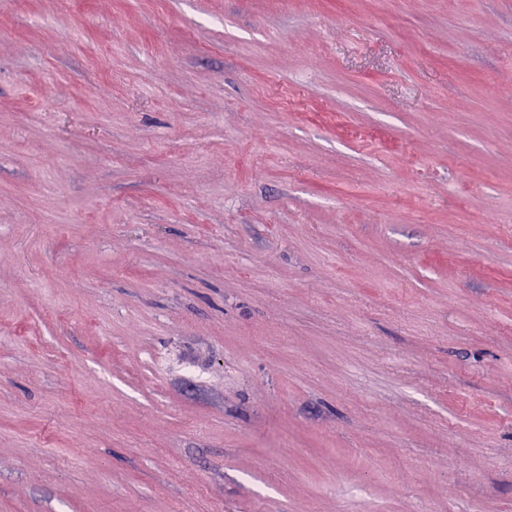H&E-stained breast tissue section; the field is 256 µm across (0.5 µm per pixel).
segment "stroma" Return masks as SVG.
<instances>
[{
	"instance_id": "obj_1",
	"label": "stroma",
	"mask_w": 512,
	"mask_h": 512,
	"mask_svg": "<svg viewBox=\"0 0 512 512\" xmlns=\"http://www.w3.org/2000/svg\"><path fill=\"white\" fill-rule=\"evenodd\" d=\"M0 512H512V0H0Z\"/></svg>"
}]
</instances>
